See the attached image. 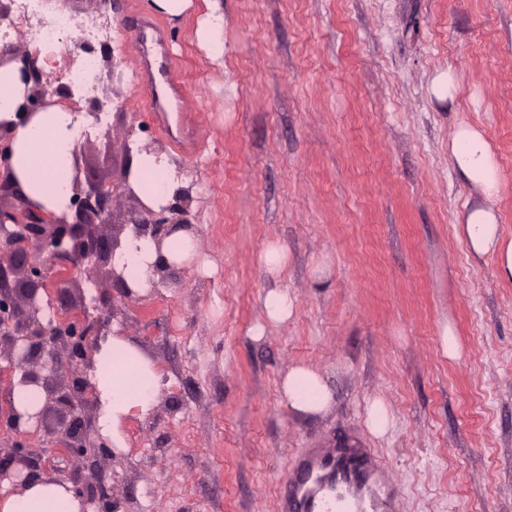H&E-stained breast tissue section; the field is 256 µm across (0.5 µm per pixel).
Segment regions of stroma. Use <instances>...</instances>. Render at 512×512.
I'll list each match as a JSON object with an SVG mask.
<instances>
[{
	"label": "stroma",
	"instance_id": "35a3bbf8",
	"mask_svg": "<svg viewBox=\"0 0 512 512\" xmlns=\"http://www.w3.org/2000/svg\"><path fill=\"white\" fill-rule=\"evenodd\" d=\"M44 2L73 32L108 28L98 72L123 73L110 130L80 145L84 176L118 180L128 146L166 155L197 185L199 259L140 301L106 279L44 300L84 305L95 333L120 328L161 373L125 450L57 462L47 423L0 430V459L22 442L38 477L99 470L112 512H279L295 461L342 440L388 466L399 512H512V281L455 231L486 202L512 239V0H220L216 60L196 37L204 6L171 19L147 0ZM143 28L181 110L156 111L145 90ZM448 70L450 103L431 92ZM463 122L496 152L492 199L452 163ZM273 242L288 254L275 275L262 262ZM273 288L293 300L278 323L263 307ZM299 364L332 393L322 413L281 396ZM375 401L390 418L381 437L366 425Z\"/></svg>",
	"mask_w": 512,
	"mask_h": 512
}]
</instances>
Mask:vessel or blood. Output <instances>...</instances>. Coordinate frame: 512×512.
Wrapping results in <instances>:
<instances>
[{"mask_svg": "<svg viewBox=\"0 0 512 512\" xmlns=\"http://www.w3.org/2000/svg\"><path fill=\"white\" fill-rule=\"evenodd\" d=\"M342 503L351 512H396V479L367 449H312L283 488V512H334Z\"/></svg>", "mask_w": 512, "mask_h": 512, "instance_id": "obj_1", "label": "vessel or blood"}]
</instances>
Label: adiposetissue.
<instances>
[{"instance_id":"obj_1","label":"adipose tissue","mask_w":512,"mask_h":512,"mask_svg":"<svg viewBox=\"0 0 512 512\" xmlns=\"http://www.w3.org/2000/svg\"><path fill=\"white\" fill-rule=\"evenodd\" d=\"M20 68L17 61L0 63V125L11 135L10 166L22 195L59 215L69 209L75 133L85 117L57 104L26 118L19 116L18 108L28 93ZM450 156L454 166L486 197L496 195L499 167L493 147L481 131L459 125ZM130 182L153 207L167 204L181 187L170 160L145 149L135 153ZM460 231L473 253L494 259L500 279L512 281V240L503 237L493 208L481 205L471 209ZM160 255L170 264H182L196 257V241L183 230L169 236L160 249L152 240L131 238L117 251L114 266L133 290L142 293L149 287V267ZM89 378L100 404V432L113 444L122 445L125 422L152 411L162 376L135 343L115 332L101 341ZM281 394L292 409L310 414L326 410L332 399L321 374L305 365L288 370ZM0 512H87V506L69 484L45 477L17 493L0 491Z\"/></svg>"}]
</instances>
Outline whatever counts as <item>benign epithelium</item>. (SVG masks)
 Listing matches in <instances>:
<instances>
[{
	"mask_svg": "<svg viewBox=\"0 0 512 512\" xmlns=\"http://www.w3.org/2000/svg\"><path fill=\"white\" fill-rule=\"evenodd\" d=\"M22 79L33 82L25 104L28 112L73 99L72 87L61 82V78L42 81V70L33 58L22 71ZM10 155L9 133L1 128L0 359H7L20 370V383L41 388L43 407L35 419L43 424L48 409L62 419L75 414L79 397L87 392L78 380L66 383L56 379L57 350L71 349V356L82 363L92 358V347L85 346L90 335L85 322L73 318L44 323L39 319L44 294L53 285L82 291L74 272L94 262L107 266L108 278L124 297H133L135 292L112 264L116 252L123 248L122 236L149 238L157 252H162L164 241L172 232L191 228L192 188L179 190L173 203L155 210L138 197L127 173L120 183L112 185L82 180L83 157L76 151L70 211L57 216L33 208L22 197L13 181ZM123 197L132 201L133 206L118 220L113 203ZM106 225L112 226L109 238L98 234V228ZM32 246L40 253L37 260L29 252ZM58 452L63 456L98 458L107 455V447L91 440L84 429L70 426ZM74 488L90 504L108 496L105 485L95 477Z\"/></svg>",
	"mask_w": 512,
	"mask_h": 512,
	"instance_id": "1",
	"label": "benign epithelium"
}]
</instances>
